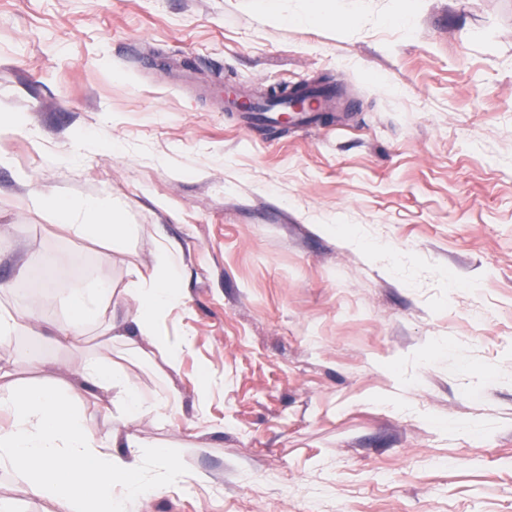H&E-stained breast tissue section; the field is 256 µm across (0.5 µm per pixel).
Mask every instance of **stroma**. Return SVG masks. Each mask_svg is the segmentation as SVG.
Listing matches in <instances>:
<instances>
[{"label":"stroma","instance_id":"stroma-1","mask_svg":"<svg viewBox=\"0 0 512 512\" xmlns=\"http://www.w3.org/2000/svg\"><path fill=\"white\" fill-rule=\"evenodd\" d=\"M284 84L341 104L283 133L226 93ZM0 120V308L63 331L22 259L119 291L183 247L174 366L129 300L51 364L0 346L2 398L98 417L91 361L178 392L130 426L182 477L138 512H512V0H0ZM37 193L135 231L74 235ZM0 503L51 508L9 470Z\"/></svg>","mask_w":512,"mask_h":512}]
</instances>
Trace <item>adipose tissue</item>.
Here are the masks:
<instances>
[{
	"mask_svg": "<svg viewBox=\"0 0 512 512\" xmlns=\"http://www.w3.org/2000/svg\"><path fill=\"white\" fill-rule=\"evenodd\" d=\"M33 205L50 212L65 229L87 238L117 239L134 231L133 225L118 222L111 201L103 198L76 202L63 195L37 196ZM179 255L176 243L162 244L154 270H134L132 279L119 293L136 301L139 333L155 347L160 344L154 332L155 319L182 302V294L175 286ZM115 294L101 283L83 289L66 287L64 297L70 315L67 336L78 339L89 319ZM30 320L25 310L1 308L0 344L22 343L33 364H50L51 348L46 339L34 337ZM81 382L116 391L118 409L106 412L107 431H99L57 389L24 387L9 400L0 399V412L11 418L9 426L0 427V470L21 475L31 494L50 502L54 512H131L132 504L145 495L177 485L181 475L160 448L155 449L153 457L166 470L163 481L144 479L142 442L128 430L137 419L166 412L177 403V393L170 391L163 399L146 401L127 374L95 363L85 366ZM119 443L123 444L124 453H115Z\"/></svg>",
	"mask_w": 512,
	"mask_h": 512,
	"instance_id": "1",
	"label": "adipose tissue"
}]
</instances>
